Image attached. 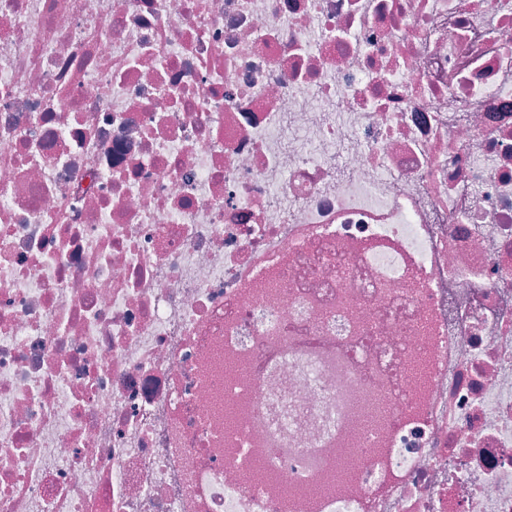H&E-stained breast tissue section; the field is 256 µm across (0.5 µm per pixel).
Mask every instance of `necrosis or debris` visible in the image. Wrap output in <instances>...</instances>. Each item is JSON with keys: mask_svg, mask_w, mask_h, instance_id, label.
<instances>
[{"mask_svg": "<svg viewBox=\"0 0 512 512\" xmlns=\"http://www.w3.org/2000/svg\"><path fill=\"white\" fill-rule=\"evenodd\" d=\"M0 512H512V0H0Z\"/></svg>", "mask_w": 512, "mask_h": 512, "instance_id": "obj_1", "label": "necrosis or debris"}]
</instances>
